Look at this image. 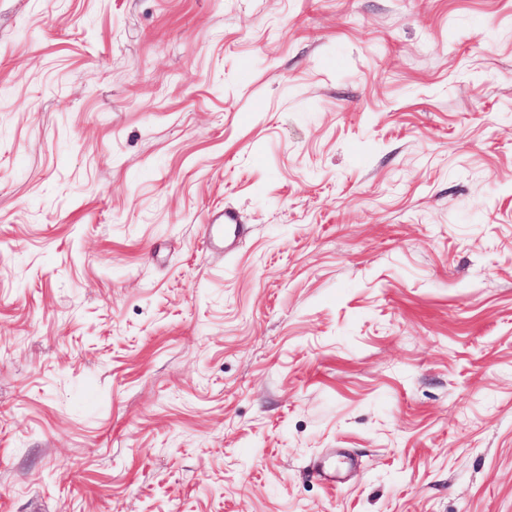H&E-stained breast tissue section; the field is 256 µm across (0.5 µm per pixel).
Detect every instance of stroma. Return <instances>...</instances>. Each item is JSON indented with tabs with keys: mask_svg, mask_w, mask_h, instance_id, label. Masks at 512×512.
<instances>
[{
	"mask_svg": "<svg viewBox=\"0 0 512 512\" xmlns=\"http://www.w3.org/2000/svg\"><path fill=\"white\" fill-rule=\"evenodd\" d=\"M1 87L0 512H512V0H0ZM240 232L238 214L235 210L224 209L215 214L209 224V238L211 244L215 247H223L224 251L230 252L235 247L234 240H228L236 237Z\"/></svg>",
	"mask_w": 512,
	"mask_h": 512,
	"instance_id": "obj_1",
	"label": "stroma"
}]
</instances>
